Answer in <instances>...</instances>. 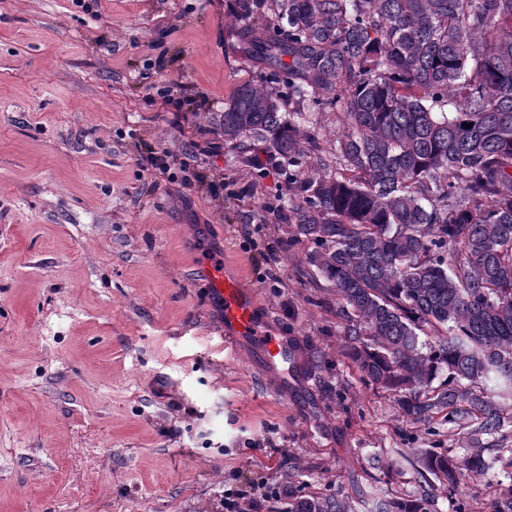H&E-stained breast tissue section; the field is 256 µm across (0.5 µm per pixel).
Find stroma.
I'll return each instance as SVG.
<instances>
[{"label":"stroma","mask_w":512,"mask_h":512,"mask_svg":"<svg viewBox=\"0 0 512 512\" xmlns=\"http://www.w3.org/2000/svg\"><path fill=\"white\" fill-rule=\"evenodd\" d=\"M232 2L0 0V512H224L252 484L371 512L415 487L396 449L461 445L365 385L278 159L219 133L241 83L288 92ZM210 257L297 345L287 397L222 348ZM495 482L436 487L437 508L487 512Z\"/></svg>","instance_id":"stroma-1"}]
</instances>
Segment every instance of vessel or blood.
I'll list each match as a JSON object with an SVG mask.
<instances>
[{
  "instance_id": "obj_1",
  "label": "vessel or blood",
  "mask_w": 512,
  "mask_h": 512,
  "mask_svg": "<svg viewBox=\"0 0 512 512\" xmlns=\"http://www.w3.org/2000/svg\"><path fill=\"white\" fill-rule=\"evenodd\" d=\"M202 273L208 294L222 306L225 348L233 352L248 350L254 360L275 373L276 392L287 395L288 376L297 370L294 348L259 316L253 290L223 260L206 261Z\"/></svg>"
}]
</instances>
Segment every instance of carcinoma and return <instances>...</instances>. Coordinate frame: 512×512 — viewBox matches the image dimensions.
<instances>
[{
  "mask_svg": "<svg viewBox=\"0 0 512 512\" xmlns=\"http://www.w3.org/2000/svg\"><path fill=\"white\" fill-rule=\"evenodd\" d=\"M235 13L288 98L241 84L224 139L284 166L296 233L316 245L306 263L336 291L363 379L411 422L440 417L467 439L397 450L417 488L377 512H436L434 484L496 470L511 484L493 512H512V0H235ZM305 102L336 118L328 152Z\"/></svg>",
  "mask_w": 512,
  "mask_h": 512,
  "instance_id": "1",
  "label": "carcinoma"
}]
</instances>
